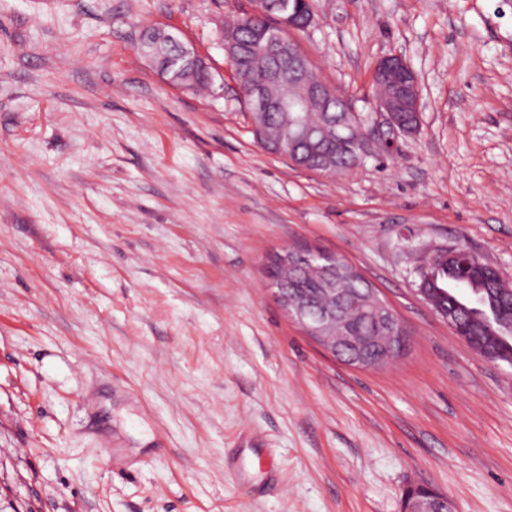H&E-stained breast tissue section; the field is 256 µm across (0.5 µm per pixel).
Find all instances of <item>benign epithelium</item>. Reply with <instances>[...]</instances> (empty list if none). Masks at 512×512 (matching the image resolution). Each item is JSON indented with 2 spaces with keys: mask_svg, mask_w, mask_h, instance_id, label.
I'll return each mask as SVG.
<instances>
[{
  "mask_svg": "<svg viewBox=\"0 0 512 512\" xmlns=\"http://www.w3.org/2000/svg\"><path fill=\"white\" fill-rule=\"evenodd\" d=\"M278 9V29L273 30L266 25L258 26L254 29L251 39L246 42L238 38L237 31L244 19L256 15V12L225 17L220 40L230 63L239 97L252 111L259 114L297 112L300 108L309 106L324 112L351 113L349 100L314 73L309 57L287 36L288 32L297 29V14L290 0H280ZM158 31L161 32V39L155 42L140 41V49L146 56H161L164 52L173 50L177 58L206 72L210 71L205 58L193 46L165 28L160 27ZM259 48L274 49L277 53V63L260 74H248L245 72L248 58ZM374 77L388 81L394 86L393 94L380 99L376 106V111L383 114L389 129L396 131V113L411 112L414 120L407 128V134L417 132L421 116L420 92L418 78L411 65L401 55H389L376 64ZM303 136L314 148L331 137L342 142L353 141L363 150L369 133L362 124L354 123L346 116L332 128L325 127L319 130L311 127L303 132ZM294 137L295 133L288 131L286 141L267 147V152L285 156L295 167L302 169L303 156L285 146V142L291 141ZM445 257L450 261L462 263L463 277L459 281V287L463 290L468 287L473 276L498 275L500 271L465 249L452 251L446 256L439 248L428 253L415 270L419 279L416 294L453 329L455 320L450 318L438 303V295L442 293V289L429 273L430 264ZM372 306L375 309L374 328L369 336H352L344 331L332 329L331 323L336 321V313L333 311L312 316L308 309L299 305L289 312V317L300 324L307 333L317 335L319 344L333 356L338 358L344 352L350 351L353 353L351 363L354 367L370 368L394 360L406 346V337L397 315L379 303L374 302ZM404 512H453V506L448 497L432 488L411 485L405 491Z\"/></svg>",
  "mask_w": 512,
  "mask_h": 512,
  "instance_id": "1",
  "label": "benign epithelium"
}]
</instances>
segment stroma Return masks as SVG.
Returning a JSON list of instances; mask_svg holds the SVG:
<instances>
[{
    "label": "stroma",
    "instance_id": "stroma-1",
    "mask_svg": "<svg viewBox=\"0 0 512 512\" xmlns=\"http://www.w3.org/2000/svg\"><path fill=\"white\" fill-rule=\"evenodd\" d=\"M297 39L370 132L353 169L255 140L218 29L254 0H0V512H512V367L416 295L427 247L512 280V0H313ZM211 64L196 92L142 26ZM419 80L389 139L372 72ZM355 264L408 336L357 369L278 305L265 264ZM244 448L279 480L242 473ZM161 32V39L155 42H145L143 36L140 41V49L147 57L163 56L164 52L175 51L176 57L186 60L192 65L207 72L206 74L199 73L197 70H178L173 68L170 70L168 77L172 79L173 83L178 85H188L191 88H205L209 85V80H212L210 66L196 49L190 44L182 41L176 34L165 28H158ZM405 512H453L448 497L424 485H411L405 491Z\"/></svg>",
    "mask_w": 512,
    "mask_h": 512
}]
</instances>
